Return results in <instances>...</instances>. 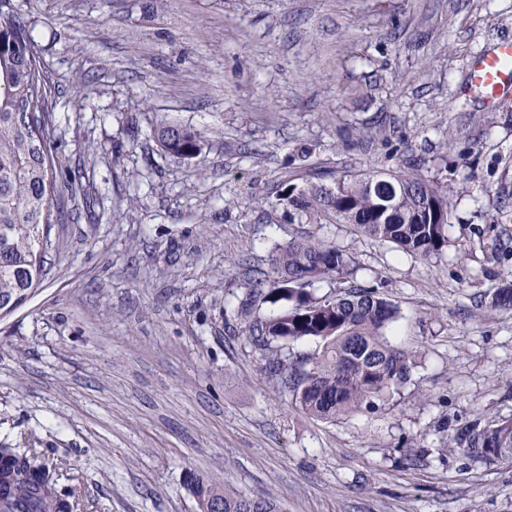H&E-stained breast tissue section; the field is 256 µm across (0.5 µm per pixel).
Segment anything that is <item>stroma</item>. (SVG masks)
Wrapping results in <instances>:
<instances>
[{
  "instance_id": "35a3bbf8",
  "label": "stroma",
  "mask_w": 512,
  "mask_h": 512,
  "mask_svg": "<svg viewBox=\"0 0 512 512\" xmlns=\"http://www.w3.org/2000/svg\"><path fill=\"white\" fill-rule=\"evenodd\" d=\"M55 87L56 155L80 190L37 293L0 319V440L34 448L78 512H197L187 473L282 512H512V465L457 428L512 419V102L476 56L512 0H11ZM198 130L181 160L161 121ZM409 164L448 188V248L423 260L289 215L320 168ZM311 234L398 308L414 366L379 408L298 411L249 339L246 267Z\"/></svg>"
}]
</instances>
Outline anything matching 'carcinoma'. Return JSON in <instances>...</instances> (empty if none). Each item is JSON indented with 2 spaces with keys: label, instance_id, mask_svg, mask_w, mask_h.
<instances>
[{
  "label": "carcinoma",
  "instance_id": "carcinoma-1",
  "mask_svg": "<svg viewBox=\"0 0 512 512\" xmlns=\"http://www.w3.org/2000/svg\"><path fill=\"white\" fill-rule=\"evenodd\" d=\"M52 82L32 47L30 32L0 0V315L38 290L44 272L43 246L62 217L61 199L76 193L72 179L58 174L54 147ZM162 151L191 159L200 134L162 122L156 130ZM310 170L302 185L280 198L288 211L317 224H349L362 236L429 259L448 248L451 217L448 190L412 167L370 164L346 168L330 184ZM354 255L310 235L275 249L272 273L246 276L250 302L284 300L279 313L253 317L246 332L262 352L280 390L309 416L325 422L375 407L404 385L410 355L386 331L397 306L354 281ZM336 281L331 297L307 288ZM492 309L512 308V282L491 297ZM312 340V355L288 360V345ZM472 460L512 463V421L465 428L452 437ZM59 467L32 448L0 443V512H75L76 495L59 483ZM212 512H280L272 499L248 495L195 473L187 476Z\"/></svg>",
  "mask_w": 512,
  "mask_h": 512
}]
</instances>
